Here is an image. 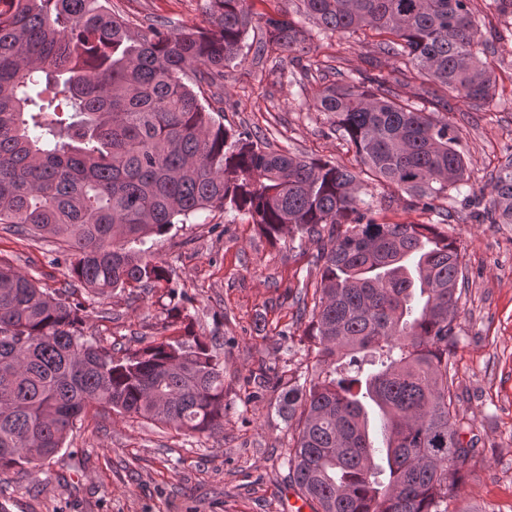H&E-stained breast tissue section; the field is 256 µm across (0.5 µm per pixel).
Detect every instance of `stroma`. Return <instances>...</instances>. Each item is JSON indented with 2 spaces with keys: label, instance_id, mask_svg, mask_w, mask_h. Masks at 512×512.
<instances>
[{
  "label": "stroma",
  "instance_id": "stroma-1",
  "mask_svg": "<svg viewBox=\"0 0 512 512\" xmlns=\"http://www.w3.org/2000/svg\"><path fill=\"white\" fill-rule=\"evenodd\" d=\"M133 26L164 21L203 27V0H112ZM252 23L239 58L199 98L216 122L258 137L264 146L355 167L353 148L314 107L316 92L363 71L398 81L417 107L445 115L459 129L468 181L440 200L445 230L462 256L467 281L458 301L457 347L448 356L458 414L470 424L474 450L461 470L462 502L512 512V224L479 223L467 198L485 187L512 146V16L471 0L473 20L495 79L491 103L429 94L421 77L399 76L375 35L302 26L313 52L292 62L287 50L256 48L263 18L302 12V0H248ZM171 284H138L101 299L56 264L58 241L31 238L0 224V260L54 293L71 288L87 308L86 336L130 349L180 333L169 318L172 294L197 335L216 337L224 365V426L191 436L110 409L87 416L63 448L37 467L0 474V512H288L297 492L283 458L294 428L279 410L291 385L322 370L304 335L320 278L316 239L270 240L249 217L227 207L205 211L148 239Z\"/></svg>",
  "mask_w": 512,
  "mask_h": 512
}]
</instances>
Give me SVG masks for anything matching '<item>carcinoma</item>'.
Segmentation results:
<instances>
[{
    "instance_id": "1",
    "label": "carcinoma",
    "mask_w": 512,
    "mask_h": 512,
    "mask_svg": "<svg viewBox=\"0 0 512 512\" xmlns=\"http://www.w3.org/2000/svg\"><path fill=\"white\" fill-rule=\"evenodd\" d=\"M324 32L371 30L381 52L448 94L492 97L470 0H302ZM246 0H205L209 25L134 31L112 0H0V224L64 245L70 277L104 297L169 281L153 234L230 203L267 235L317 236L322 262L305 329L326 366L284 391L295 422L285 463L312 512H474L448 381L462 257L434 224H378L364 174L450 220L435 201L465 180L448 118L405 100L381 74L328 84L316 107L358 169L268 151L215 124L194 87L224 76L251 24ZM267 42L301 62L297 23L270 16ZM476 219L512 224V153ZM66 293L0 264V473L53 457L94 407L202 436L224 426V365L191 330L139 349L83 334ZM348 359L342 364V359ZM380 411L374 445L368 406Z\"/></svg>"
}]
</instances>
